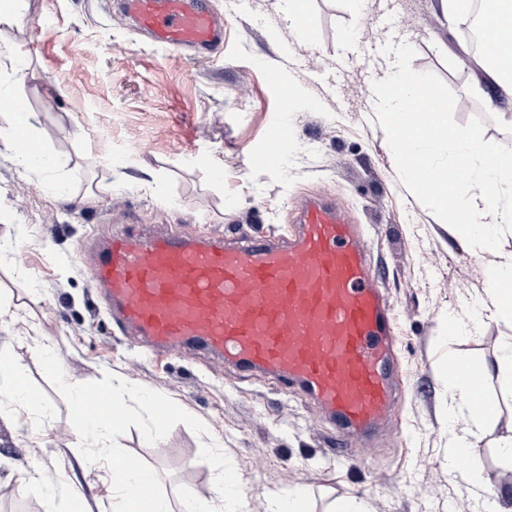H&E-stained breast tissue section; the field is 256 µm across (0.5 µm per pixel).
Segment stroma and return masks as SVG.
Returning a JSON list of instances; mask_svg holds the SVG:
<instances>
[{"label": "stroma", "instance_id": "35a3bbf8", "mask_svg": "<svg viewBox=\"0 0 512 512\" xmlns=\"http://www.w3.org/2000/svg\"><path fill=\"white\" fill-rule=\"evenodd\" d=\"M223 14L224 50L188 58L138 37L106 0H21L19 20L0 22V135L15 104L35 115L31 141L51 154L65 193L43 174L0 155V355L24 369L39 405L16 416L0 406V512H112L110 471L87 462L66 401L44 375L38 345L53 347L72 382L110 374L160 392L203 421L176 425L158 444L137 428L118 444L155 470L166 497L211 495L212 445L245 479L249 512H269L266 490L298 487L312 512L345 500L370 512H512V398L486 382L496 403L480 431L477 486L468 466L449 467L448 357L495 365L512 325L485 320L451 337L449 314L484 295L487 271L512 253H476L403 185L371 88L389 41L415 50L411 66L457 95L454 119L484 122V140L512 148V112L488 108L456 12L441 0H306L307 31L283 0H211ZM393 5L391 25L380 21ZM294 92L292 137L277 164L252 157L279 117L268 70ZM206 154L200 164L197 154ZM223 169V180L209 167ZM336 201L361 225L376 284L397 319L394 363L402 401L382 434L346 450L336 429L297 388L242 377L221 359L153 355L107 316L74 248L137 226L197 239L231 232L286 236L308 197ZM62 477L52 501L28 482L33 468Z\"/></svg>", "mask_w": 512, "mask_h": 512}]
</instances>
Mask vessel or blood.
<instances>
[{
    "instance_id": "vessel-or-blood-1",
    "label": "vessel or blood",
    "mask_w": 512,
    "mask_h": 512,
    "mask_svg": "<svg viewBox=\"0 0 512 512\" xmlns=\"http://www.w3.org/2000/svg\"><path fill=\"white\" fill-rule=\"evenodd\" d=\"M160 47L208 53L224 43L211 0H118ZM291 136L277 123L262 155L276 162ZM113 323L155 352L202 351L240 373L300 388L345 440L374 434L399 404L395 321L358 225L325 198L305 199L288 238L195 241L130 232L108 238L91 269ZM475 412L491 404L476 369Z\"/></svg>"
}]
</instances>
